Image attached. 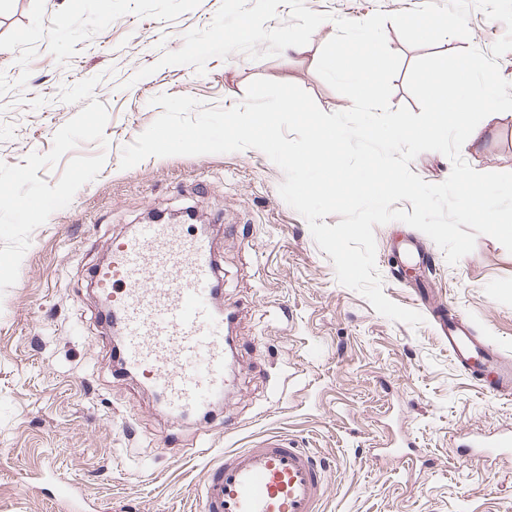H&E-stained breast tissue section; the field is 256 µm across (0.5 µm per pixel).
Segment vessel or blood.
<instances>
[{
  "label": "vessel or blood",
  "mask_w": 512,
  "mask_h": 512,
  "mask_svg": "<svg viewBox=\"0 0 512 512\" xmlns=\"http://www.w3.org/2000/svg\"><path fill=\"white\" fill-rule=\"evenodd\" d=\"M109 261L91 278L107 293L118 360L129 374L149 375L160 400L177 416L209 407L224 391L229 313L215 305L220 268L211 234H189L180 224H141L110 246ZM150 281H143V273ZM448 353L495 397L512 396V360L463 317H438ZM470 456L512 451V434L470 438ZM326 474L315 457L277 436L254 448L225 451L208 469L202 512H320Z\"/></svg>",
  "instance_id": "1"
}]
</instances>
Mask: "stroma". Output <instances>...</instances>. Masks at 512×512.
Here are the masks:
<instances>
[{
	"mask_svg": "<svg viewBox=\"0 0 512 512\" xmlns=\"http://www.w3.org/2000/svg\"><path fill=\"white\" fill-rule=\"evenodd\" d=\"M222 0H0V512H199L206 471L225 451L274 434L327 469L322 512H512V455L464 461L471 433L512 426L497 400L451 360L432 314L412 327L340 284L306 220L280 196L282 170L264 153L149 157L121 152L160 115L150 100L186 95L240 105L263 78L293 83L325 112L352 102L316 72L334 17L362 21L423 0H305L330 21L305 51L253 60L212 57L204 74L160 66L184 35L210 25ZM470 40L421 49L386 23L400 57L391 107L421 108L407 88L424 54L505 33L480 10ZM153 67L152 75L137 72ZM462 146L480 172H512V111L484 118ZM195 212L213 225L235 349L206 419L175 418L141 376L118 372L111 330L91 283L108 246L152 220ZM384 294L418 309L417 284L466 316L512 357V253L479 236L457 264L400 221L374 229ZM433 255L415 276L397 249Z\"/></svg>",
	"mask_w": 512,
	"mask_h": 512,
	"instance_id": "stroma-1",
	"label": "stroma"
}]
</instances>
